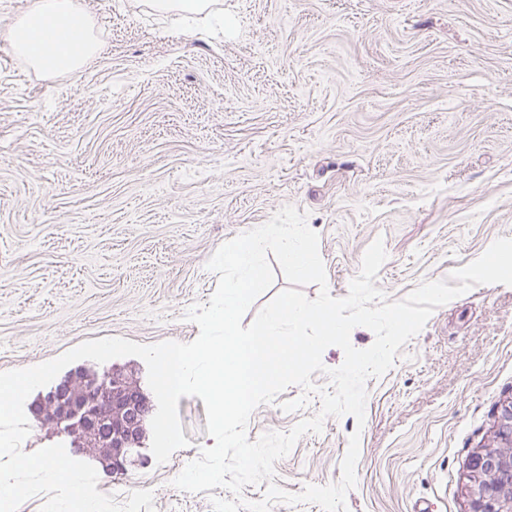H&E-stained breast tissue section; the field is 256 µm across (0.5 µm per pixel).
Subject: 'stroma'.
<instances>
[{
    "label": "stroma",
    "instance_id": "35a3bbf8",
    "mask_svg": "<svg viewBox=\"0 0 512 512\" xmlns=\"http://www.w3.org/2000/svg\"><path fill=\"white\" fill-rule=\"evenodd\" d=\"M97 55L80 78L28 68L0 37V372L122 337L189 343L206 263L287 205L319 235L328 289L347 296L382 239L387 301L449 279L512 238V0H217L224 31L147 0H80ZM135 356L75 361L60 379ZM365 421L326 418L275 464L298 494L341 479L360 436L347 512H466V464L512 398V286L437 308L366 382ZM257 407L249 440L315 415ZM188 446L157 463L143 442L99 491L151 490L153 512H212L172 481L202 448L203 401L180 398Z\"/></svg>",
    "mask_w": 512,
    "mask_h": 512
}]
</instances>
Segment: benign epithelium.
<instances>
[{"label":"benign epithelium","mask_w":512,"mask_h":512,"mask_svg":"<svg viewBox=\"0 0 512 512\" xmlns=\"http://www.w3.org/2000/svg\"><path fill=\"white\" fill-rule=\"evenodd\" d=\"M130 386L124 373L114 371L94 377L78 389L68 382L57 385L36 401L32 413L38 420L54 424L69 436L86 428L96 429L109 415L143 417L142 409L129 400ZM132 435L112 441L105 449L112 468L124 469L131 461ZM469 512H512V400L501 407L496 424L487 442L474 451L467 464Z\"/></svg>","instance_id":"obj_1"}]
</instances>
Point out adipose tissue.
<instances>
[{
    "instance_id": "1",
    "label": "adipose tissue",
    "mask_w": 512,
    "mask_h": 512,
    "mask_svg": "<svg viewBox=\"0 0 512 512\" xmlns=\"http://www.w3.org/2000/svg\"><path fill=\"white\" fill-rule=\"evenodd\" d=\"M4 37L17 56L47 75H79L98 51L94 25L77 0H29Z\"/></svg>"
}]
</instances>
